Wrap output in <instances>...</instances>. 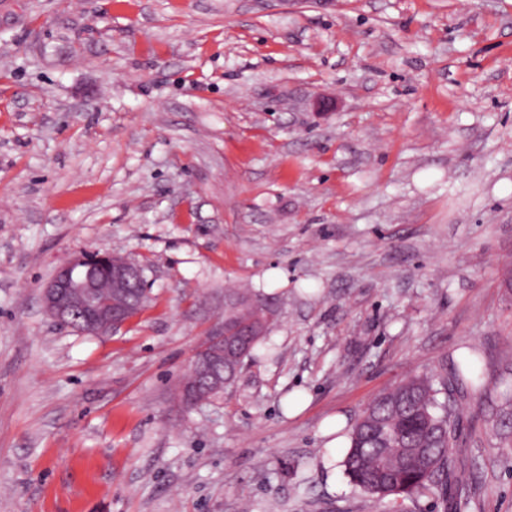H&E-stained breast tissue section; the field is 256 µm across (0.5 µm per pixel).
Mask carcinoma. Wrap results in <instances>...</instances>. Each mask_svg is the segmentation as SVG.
<instances>
[{
	"label": "carcinoma",
	"mask_w": 512,
	"mask_h": 512,
	"mask_svg": "<svg viewBox=\"0 0 512 512\" xmlns=\"http://www.w3.org/2000/svg\"><path fill=\"white\" fill-rule=\"evenodd\" d=\"M474 351L460 356L444 379L412 376L377 396L351 425L341 461L362 494L405 512L404 500L433 489L447 512L472 494L475 464L459 446L458 400L482 384Z\"/></svg>",
	"instance_id": "cac0c4a2"
}]
</instances>
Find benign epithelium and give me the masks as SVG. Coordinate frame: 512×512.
<instances>
[{"mask_svg": "<svg viewBox=\"0 0 512 512\" xmlns=\"http://www.w3.org/2000/svg\"><path fill=\"white\" fill-rule=\"evenodd\" d=\"M144 280L142 267L126 257L87 252L56 270L43 289L44 307L53 320L82 335H102L128 321L135 287L144 286ZM252 308L251 316L221 321L193 355L181 389L190 407L224 391V351L245 346L243 341L224 345L226 329L236 326L239 336H260L275 315L271 307L254 304Z\"/></svg>", "mask_w": 512, "mask_h": 512, "instance_id": "7a95c632", "label": "benign epithelium"}]
</instances>
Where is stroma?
Returning <instances> with one entry per match:
<instances>
[{
  "label": "stroma",
  "instance_id": "1",
  "mask_svg": "<svg viewBox=\"0 0 512 512\" xmlns=\"http://www.w3.org/2000/svg\"><path fill=\"white\" fill-rule=\"evenodd\" d=\"M93 250L149 298L84 336ZM233 287L280 315L184 408ZM467 349L457 512H512V0H0V512H388L331 423ZM140 265L110 253L87 252L59 267L43 289L46 313L56 322L86 336L123 326L129 319L135 286H144ZM106 283L113 296L103 300L98 288Z\"/></svg>",
  "mask_w": 512,
  "mask_h": 512
}]
</instances>
